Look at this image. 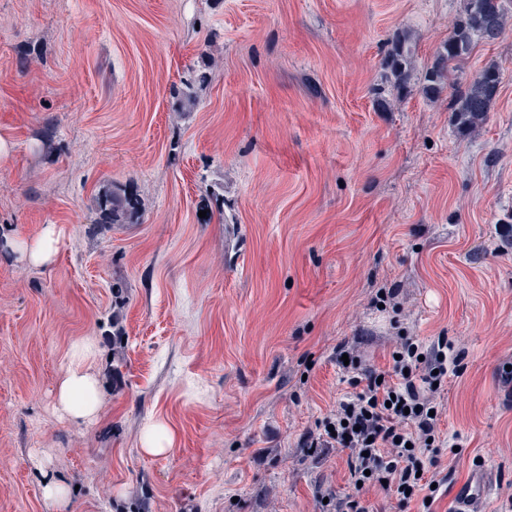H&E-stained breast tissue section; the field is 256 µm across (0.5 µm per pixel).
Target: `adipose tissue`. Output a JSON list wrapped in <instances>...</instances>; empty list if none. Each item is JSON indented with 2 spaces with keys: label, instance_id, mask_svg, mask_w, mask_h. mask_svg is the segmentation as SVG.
Here are the masks:
<instances>
[{
  "label": "adipose tissue",
  "instance_id": "ef3b65f1",
  "mask_svg": "<svg viewBox=\"0 0 512 512\" xmlns=\"http://www.w3.org/2000/svg\"><path fill=\"white\" fill-rule=\"evenodd\" d=\"M96 357L92 342L73 345L67 364L57 384L55 408L72 420H86L96 412L98 381L90 372Z\"/></svg>",
  "mask_w": 512,
  "mask_h": 512
}]
</instances>
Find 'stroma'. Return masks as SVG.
<instances>
[{"mask_svg": "<svg viewBox=\"0 0 512 512\" xmlns=\"http://www.w3.org/2000/svg\"><path fill=\"white\" fill-rule=\"evenodd\" d=\"M465 0H0V512H319L341 456L302 448L351 393L334 349L386 368L454 341L440 459L512 483V23L454 85L403 99L391 39L430 66ZM496 66L456 125L453 88ZM132 203L110 223L113 199ZM60 231L41 265L22 244ZM397 294L378 310V289ZM121 332V349L112 345ZM95 343L98 414L54 410ZM171 435L142 450L152 424ZM414 56L415 50L406 37H397L392 41L386 57V69L393 89L400 95L408 93ZM499 85V69L490 65L479 71L464 90H459L453 108L457 125L471 129L482 121L498 95Z\"/></svg>", "mask_w": 512, "mask_h": 512, "instance_id": "35a3bbf8", "label": "stroma"}]
</instances>
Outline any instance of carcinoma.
Masks as SVG:
<instances>
[{"label": "carcinoma", "instance_id": "1", "mask_svg": "<svg viewBox=\"0 0 512 512\" xmlns=\"http://www.w3.org/2000/svg\"><path fill=\"white\" fill-rule=\"evenodd\" d=\"M507 24L508 13L503 0H466L453 34L441 44L436 60L424 73L425 93L429 96L439 94L476 44L495 42ZM414 56L415 50L407 38L398 37L392 41L386 57V69L393 89L400 95L408 93ZM499 85L497 67L490 65L479 71L458 93L453 108L457 125L471 129L483 120L498 95Z\"/></svg>", "mask_w": 512, "mask_h": 512}]
</instances>
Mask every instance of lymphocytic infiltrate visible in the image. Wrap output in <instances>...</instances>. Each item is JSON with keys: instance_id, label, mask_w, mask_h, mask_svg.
<instances>
[{"instance_id": "f902f5d3", "label": "lymphocytic infiltrate", "mask_w": 512, "mask_h": 512, "mask_svg": "<svg viewBox=\"0 0 512 512\" xmlns=\"http://www.w3.org/2000/svg\"><path fill=\"white\" fill-rule=\"evenodd\" d=\"M393 353L384 370L348 356L352 393L302 439L313 454L345 456L348 489L328 492L323 512H435L452 489V473L439 463L447 441L435 396L458 375L460 358L444 336L427 346L404 336ZM372 488L383 490L385 503L365 499Z\"/></svg>"}]
</instances>
